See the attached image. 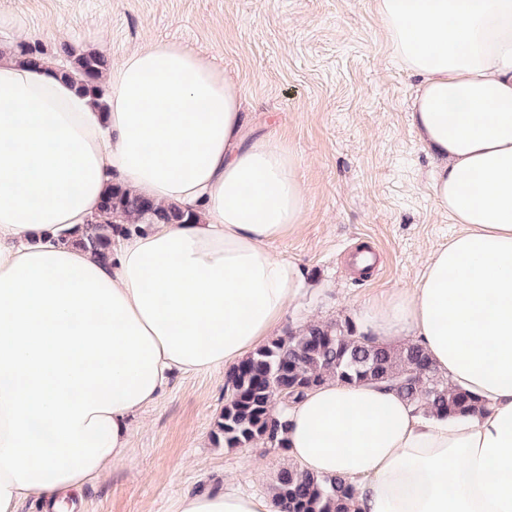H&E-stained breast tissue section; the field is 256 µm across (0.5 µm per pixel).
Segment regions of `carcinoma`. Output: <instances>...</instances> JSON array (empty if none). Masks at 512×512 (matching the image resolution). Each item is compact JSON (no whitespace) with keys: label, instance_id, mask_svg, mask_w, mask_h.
Instances as JSON below:
<instances>
[{"label":"carcinoma","instance_id":"carcinoma-1","mask_svg":"<svg viewBox=\"0 0 512 512\" xmlns=\"http://www.w3.org/2000/svg\"><path fill=\"white\" fill-rule=\"evenodd\" d=\"M16 53L30 65L40 63L45 56L35 43L18 46ZM106 68L103 55L89 52L75 56L62 75L78 87L100 94ZM102 208L122 218L124 224L186 221L178 206L157 205L121 185L112 187ZM113 226L112 221L90 224L77 243L105 259L112 245ZM328 381L384 384L416 409L437 417L486 410L479 399L451 385L432 368L420 344L410 342L394 348L370 340L346 321L313 323L256 347L230 370L215 441L226 448L249 447L258 442L284 447L280 437L283 424L273 416V406L281 401L286 407ZM270 492L279 512H353L354 490L346 481L317 477L297 467L280 470Z\"/></svg>","mask_w":512,"mask_h":512}]
</instances>
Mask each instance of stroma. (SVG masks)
Returning <instances> with one entry per match:
<instances>
[{
  "label": "stroma",
  "instance_id": "35a3bbf8",
  "mask_svg": "<svg viewBox=\"0 0 512 512\" xmlns=\"http://www.w3.org/2000/svg\"><path fill=\"white\" fill-rule=\"evenodd\" d=\"M46 55L109 64L148 41L205 49L240 91L256 134L295 156L306 207L270 253L298 263L306 287L283 331L356 322L361 304L420 280L429 254L460 230L431 190L432 155L411 124L418 81L394 59L375 0H0ZM226 371L173 374L132 421L129 450L75 495L76 512H177L179 499L233 476L268 491L291 466L263 444L213 439Z\"/></svg>",
  "mask_w": 512,
  "mask_h": 512
}]
</instances>
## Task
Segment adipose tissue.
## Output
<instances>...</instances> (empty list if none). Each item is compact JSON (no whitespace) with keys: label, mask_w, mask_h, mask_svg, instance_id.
Segmentation results:
<instances>
[{"label":"adipose tissue","mask_w":512,"mask_h":512,"mask_svg":"<svg viewBox=\"0 0 512 512\" xmlns=\"http://www.w3.org/2000/svg\"><path fill=\"white\" fill-rule=\"evenodd\" d=\"M420 80L412 119L442 160L438 205L466 230L411 289L359 309L364 334L422 345L486 412L416 414L377 384L328 382L285 413L304 471L353 484L356 512H512V0H376ZM95 99L55 60L0 44V512L57 507L127 456L170 375L236 365L282 323L303 269L271 255L306 200L292 153L248 131L196 49L152 43ZM192 213L139 224L102 260L73 245L112 184ZM177 512H278L268 493L183 496Z\"/></svg>","instance_id":"ef3b65f1"}]
</instances>
